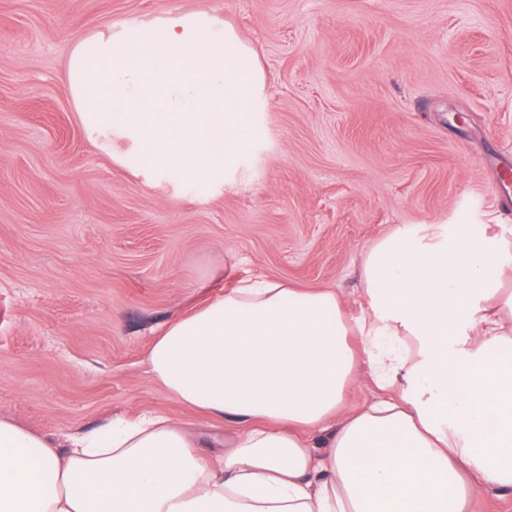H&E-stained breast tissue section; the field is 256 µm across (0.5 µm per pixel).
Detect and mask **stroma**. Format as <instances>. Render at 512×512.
Wrapping results in <instances>:
<instances>
[{"mask_svg":"<svg viewBox=\"0 0 512 512\" xmlns=\"http://www.w3.org/2000/svg\"><path fill=\"white\" fill-rule=\"evenodd\" d=\"M231 26L265 77L229 180H171L93 132L78 40L178 14ZM512 0H0V418L57 437L156 412L214 449L237 428L148 374L154 336L245 278L337 290L398 226L498 225L512 207Z\"/></svg>","mask_w":512,"mask_h":512,"instance_id":"35a3bbf8","label":"stroma"}]
</instances>
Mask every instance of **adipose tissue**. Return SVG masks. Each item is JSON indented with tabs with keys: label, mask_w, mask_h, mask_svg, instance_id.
<instances>
[{
	"label": "adipose tissue",
	"mask_w": 512,
	"mask_h": 512,
	"mask_svg": "<svg viewBox=\"0 0 512 512\" xmlns=\"http://www.w3.org/2000/svg\"><path fill=\"white\" fill-rule=\"evenodd\" d=\"M512 242L400 227L332 290L244 281L170 321L151 377L238 430L211 461L159 413L57 440L0 418V512H476L512 489ZM367 368L379 400L343 412Z\"/></svg>",
	"instance_id": "adipose-tissue-1"
}]
</instances>
